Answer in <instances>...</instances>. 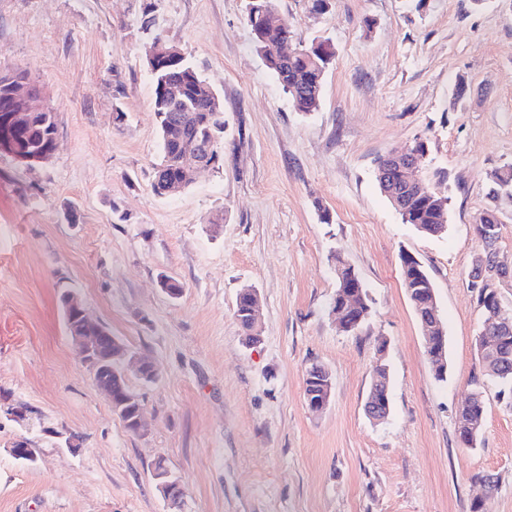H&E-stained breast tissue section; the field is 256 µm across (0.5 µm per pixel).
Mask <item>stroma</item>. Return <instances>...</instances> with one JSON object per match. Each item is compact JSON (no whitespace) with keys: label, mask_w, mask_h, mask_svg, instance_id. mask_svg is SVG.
Here are the masks:
<instances>
[{"label":"stroma","mask_w":512,"mask_h":512,"mask_svg":"<svg viewBox=\"0 0 512 512\" xmlns=\"http://www.w3.org/2000/svg\"><path fill=\"white\" fill-rule=\"evenodd\" d=\"M245 5L0 0V72L27 71L57 121L46 162L0 154V512H170L159 459L184 490L181 512H471L479 497L482 512H512V404L478 363L469 277L486 175L512 165V0H427L419 11L412 0H332L323 15L278 0L294 44L336 47L308 114L258 56ZM158 36L224 105L222 165L170 197L151 188L159 137L146 58ZM419 140L420 175L451 198L439 238L402 223L376 181L378 158ZM404 251L435 286L441 380L403 286ZM340 257L371 305L350 334L332 311ZM163 275L181 295L164 292ZM244 288L260 302L254 347L235 315ZM66 289L154 365V381L129 378L146 435L97 390L66 329ZM380 358L391 412L375 423L364 403ZM314 364L332 379L318 413L304 395ZM477 390L484 432L466 448L456 413ZM22 437L39 450L34 464L11 454ZM480 471L498 476L497 492L484 495Z\"/></svg>","instance_id":"obj_1"}]
</instances>
